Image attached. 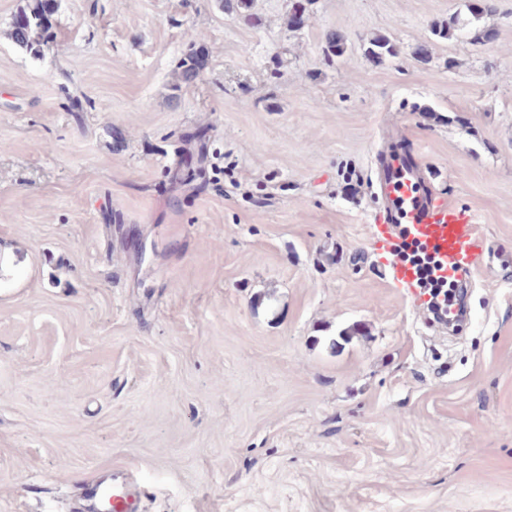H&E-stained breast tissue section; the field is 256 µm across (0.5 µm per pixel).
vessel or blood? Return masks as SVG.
<instances>
[{
    "label": "vessel or blood",
    "mask_w": 512,
    "mask_h": 512,
    "mask_svg": "<svg viewBox=\"0 0 512 512\" xmlns=\"http://www.w3.org/2000/svg\"><path fill=\"white\" fill-rule=\"evenodd\" d=\"M421 164L417 149L394 160L382 186L389 206L373 217L374 238L378 245H385L396 221H404L408 239L437 259V276L462 280L483 264L486 242L462 208L421 191L417 183ZM388 275L395 287L404 289L413 288L419 278L417 268L404 262L394 263ZM83 512H142L141 490L126 480L123 470L113 469L88 489Z\"/></svg>",
    "instance_id": "obj_1"
}]
</instances>
